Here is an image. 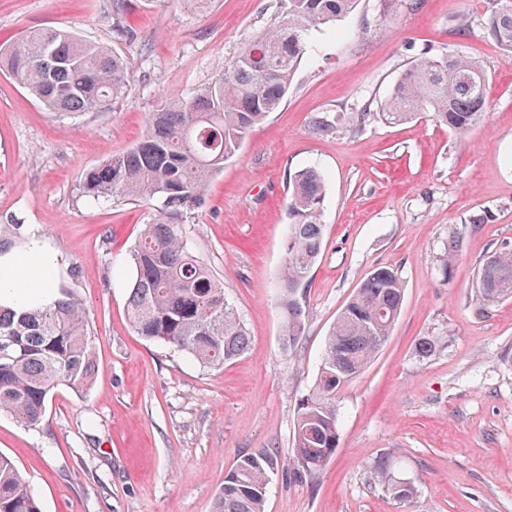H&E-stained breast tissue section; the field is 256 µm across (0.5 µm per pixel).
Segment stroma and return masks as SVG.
<instances>
[{
	"mask_svg": "<svg viewBox=\"0 0 512 512\" xmlns=\"http://www.w3.org/2000/svg\"><path fill=\"white\" fill-rule=\"evenodd\" d=\"M500 5L423 0L413 11L358 0L310 32L283 106L225 162L186 226L250 336L241 359L206 368L129 323V253L153 210L88 200L79 182L140 139L149 112L222 73L276 22L279 0H215L203 14L180 0H124L117 20L112 0H0V45L64 30L112 49L129 76L110 109L65 114L0 73V224L22 221L62 254L59 286L83 301L97 357L89 386L53 390L39 428L0 416V453L43 512H212L242 454L288 457L328 331L380 265L404 282L400 315L336 397L330 462L312 478L278 470L265 512H512V299L481 312L472 290L487 256L512 251V52L486 32ZM452 54L476 59L488 77L485 118L466 136L426 114L400 125L343 122L376 113L411 62ZM318 117L334 131L313 132ZM308 166L326 177L325 239L305 288V337L288 352L278 286L289 177ZM453 231L464 243L447 268ZM424 336L437 348L421 358ZM383 457L417 498L399 503L371 484Z\"/></svg>",
	"mask_w": 512,
	"mask_h": 512,
	"instance_id": "obj_1",
	"label": "stroma"
}]
</instances>
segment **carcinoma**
I'll list each match as a JSON object with an SVG mask.
<instances>
[{"label": "carcinoma", "instance_id": "cac0c4a2", "mask_svg": "<svg viewBox=\"0 0 512 512\" xmlns=\"http://www.w3.org/2000/svg\"><path fill=\"white\" fill-rule=\"evenodd\" d=\"M357 0H281L278 24L248 43L224 72L190 98H175L152 113L146 134L126 151L85 169L80 193L94 200L160 203L131 254L133 276L127 312L134 331L204 367L242 357L249 334L224 284L195 254L183 226L205 203L212 177L224 168L253 129L280 109L290 78L307 50L309 31L353 11ZM488 34L512 51V3L492 12ZM0 70L54 112H86L112 105L128 75L112 50L53 29L27 32L0 49ZM487 78L466 56L422 57L397 78L378 113L363 110L351 121L363 126L378 115L391 124L428 112L464 136L486 111ZM288 253L278 307L282 345L296 348L304 335L300 292L320 255L324 225L318 212L325 176L315 167L290 177ZM26 242L23 224L0 225V252ZM481 307L512 298V251L486 258L478 268ZM404 300L398 272L372 269L337 315L314 389L300 399L288 465L314 477L339 443L337 393L375 358L390 336ZM95 368L83 303L68 294L48 307L15 311L0 307V415L34 429L50 392L65 382L88 385ZM283 465L269 448L241 455L214 498L213 512H264L270 477ZM371 479L393 499L417 494L394 479L388 460L372 467ZM0 512H41L26 478L0 454Z\"/></svg>", "mask_w": 512, "mask_h": 512}]
</instances>
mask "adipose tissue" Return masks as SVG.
<instances>
[{
	"label": "adipose tissue",
	"instance_id": "1",
	"mask_svg": "<svg viewBox=\"0 0 512 512\" xmlns=\"http://www.w3.org/2000/svg\"><path fill=\"white\" fill-rule=\"evenodd\" d=\"M61 265L59 253L37 235L22 248L0 254V305L15 310L49 305L56 298Z\"/></svg>",
	"mask_w": 512,
	"mask_h": 512
}]
</instances>
